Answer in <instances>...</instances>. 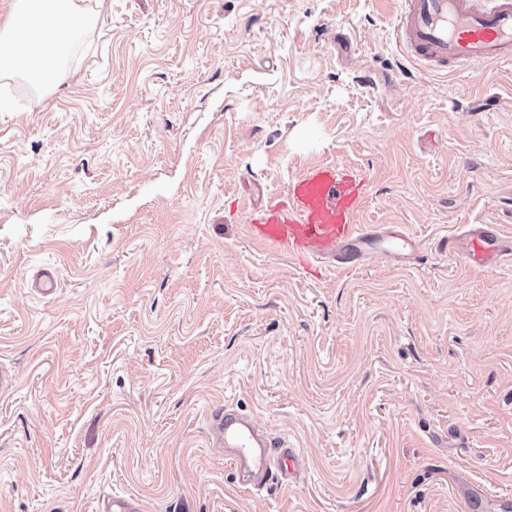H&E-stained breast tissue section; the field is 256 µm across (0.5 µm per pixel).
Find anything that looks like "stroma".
I'll return each instance as SVG.
<instances>
[{
	"label": "stroma",
	"instance_id": "1",
	"mask_svg": "<svg viewBox=\"0 0 512 512\" xmlns=\"http://www.w3.org/2000/svg\"><path fill=\"white\" fill-rule=\"evenodd\" d=\"M398 2L84 0L53 91L0 79V512H512V262L440 244L512 230V61L425 69ZM319 161L423 262L256 247L250 211ZM226 401L297 479L240 485ZM448 254L461 257L471 269L497 267L505 256L512 258V233L498 224H470L464 234L448 237Z\"/></svg>",
	"mask_w": 512,
	"mask_h": 512
}]
</instances>
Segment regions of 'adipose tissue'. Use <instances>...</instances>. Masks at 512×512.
Listing matches in <instances>:
<instances>
[{
  "label": "adipose tissue",
  "instance_id": "ef3b65f1",
  "mask_svg": "<svg viewBox=\"0 0 512 512\" xmlns=\"http://www.w3.org/2000/svg\"><path fill=\"white\" fill-rule=\"evenodd\" d=\"M95 23V14L78 0H14L10 19L0 25V78H19L45 92L61 69L54 60L56 47L70 45Z\"/></svg>",
  "mask_w": 512,
  "mask_h": 512
}]
</instances>
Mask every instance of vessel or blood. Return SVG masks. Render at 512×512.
I'll return each instance as SVG.
<instances>
[{"label":"vessel or blood","mask_w":512,"mask_h":512,"mask_svg":"<svg viewBox=\"0 0 512 512\" xmlns=\"http://www.w3.org/2000/svg\"><path fill=\"white\" fill-rule=\"evenodd\" d=\"M394 34L418 61L441 71L511 60L512 0H400ZM366 184L363 175L336 164L310 165L290 181L284 197L253 211L249 237L299 264L322 260L340 271L364 265L378 251L404 265L420 263L413 236L394 225L359 223ZM448 252L472 269L493 268L512 257V233L497 224H473L449 237ZM211 420L214 441L243 485L259 490L299 472L297 450L273 442L233 404L212 413Z\"/></svg>","instance_id":"b4317fda"}]
</instances>
